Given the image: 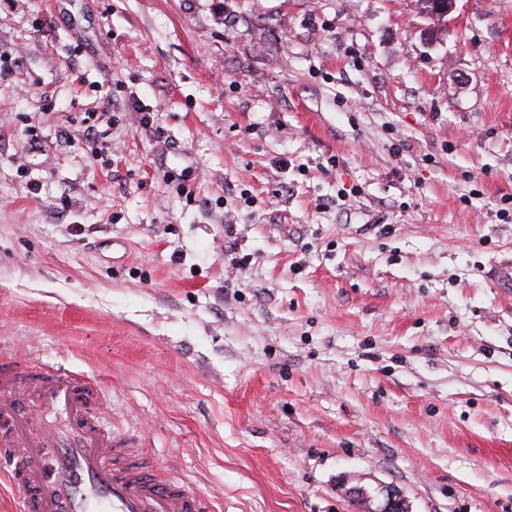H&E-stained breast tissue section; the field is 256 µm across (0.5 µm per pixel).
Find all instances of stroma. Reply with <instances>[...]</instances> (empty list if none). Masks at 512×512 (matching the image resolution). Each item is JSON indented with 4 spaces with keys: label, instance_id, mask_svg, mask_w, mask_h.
Instances as JSON below:
<instances>
[{
    "label": "stroma",
    "instance_id": "stroma-1",
    "mask_svg": "<svg viewBox=\"0 0 512 512\" xmlns=\"http://www.w3.org/2000/svg\"><path fill=\"white\" fill-rule=\"evenodd\" d=\"M512 0H0V360L214 512H512ZM437 0H414L415 6L420 14L425 16L427 19L431 21L434 25L433 28L436 27V31L443 30L446 31L448 28V24L454 20L453 14H448L453 12L457 5L456 0H439L441 1L438 5L439 10L443 12H447V14L436 13L434 12L433 6L431 2ZM488 274L495 288L505 295H512V254L496 259ZM378 490L376 508L370 507V512H395V508H402L404 512H409L404 505V503L407 504L406 501L395 487L381 486Z\"/></svg>",
    "mask_w": 512,
    "mask_h": 512
}]
</instances>
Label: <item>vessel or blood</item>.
I'll use <instances>...</instances> for the list:
<instances>
[{
  "instance_id": "obj_1",
  "label": "vessel or blood",
  "mask_w": 512,
  "mask_h": 512,
  "mask_svg": "<svg viewBox=\"0 0 512 512\" xmlns=\"http://www.w3.org/2000/svg\"><path fill=\"white\" fill-rule=\"evenodd\" d=\"M512 295V254L489 270ZM0 468L22 512H213L208 497L162 470L112 431L93 383L66 369L0 364Z\"/></svg>"
}]
</instances>
